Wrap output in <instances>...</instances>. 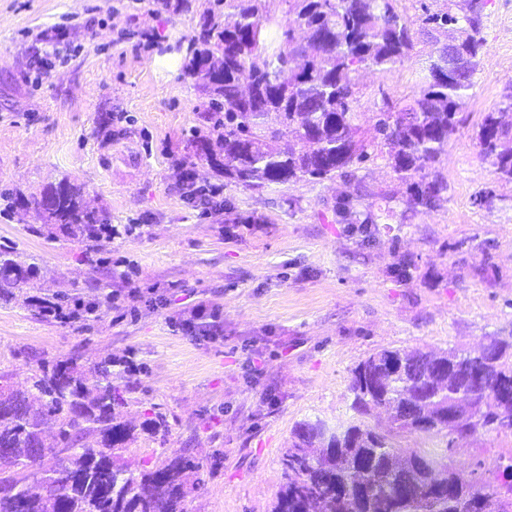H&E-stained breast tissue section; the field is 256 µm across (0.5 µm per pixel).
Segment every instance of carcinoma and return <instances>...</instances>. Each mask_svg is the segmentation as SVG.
Segmentation results:
<instances>
[{"label":"carcinoma","instance_id":"carcinoma-1","mask_svg":"<svg viewBox=\"0 0 512 512\" xmlns=\"http://www.w3.org/2000/svg\"><path fill=\"white\" fill-rule=\"evenodd\" d=\"M269 2L207 0L182 67L208 99L196 155L245 189L340 181L336 213L349 224L393 212H374L360 185L362 165L382 156L413 209L435 208L448 184L433 168L472 96L486 0L464 12L457 0H442L425 12L423 25L447 30L448 43L430 54L410 100L382 101L369 137L355 108L360 74L388 73L414 50L397 0H282L281 16ZM476 146L494 176L512 182L511 80L485 113ZM35 209L47 238L78 240L89 254L116 235L68 177ZM41 273L0 245V302L52 322L55 311L74 322L99 311L96 302L76 310L56 293L28 295ZM127 376L119 358L87 365L78 352L31 358L22 383L0 372V512H189L202 464L187 449L137 465L125 457L137 433L163 445L170 433L159 412L137 427L120 414L129 403ZM349 390L358 414L387 410L388 428L300 423L272 512H512V464L476 488L464 467L440 464L429 452L404 455L393 441L399 433L444 434L451 448L512 418V339L493 336L477 352L382 349L354 367ZM460 399L477 408L475 420H455Z\"/></svg>","mask_w":512,"mask_h":512}]
</instances>
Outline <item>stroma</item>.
Masks as SVG:
<instances>
[{
  "instance_id": "obj_1",
  "label": "stroma",
  "mask_w": 512,
  "mask_h": 512,
  "mask_svg": "<svg viewBox=\"0 0 512 512\" xmlns=\"http://www.w3.org/2000/svg\"><path fill=\"white\" fill-rule=\"evenodd\" d=\"M417 28L412 57L361 79L356 109L371 128L382 100L410 98L435 48L422 33L437 0H397ZM203 0L181 13L163 0H0V243L19 260L37 257L47 288L102 302L99 321L50 323L0 304V372L24 380L26 358L80 350L93 363L135 354L140 373L123 415L140 423L157 408L167 445L147 436L132 462L162 449H189L203 465L190 512H271L284 482L281 459L307 420L386 427L385 414L352 408V369L383 348L475 349L512 336V183L497 180L475 136L485 112L512 80V0H489L473 96L438 171L448 200L412 211L384 159L367 162L373 202L392 217L352 231L336 214L342 183L294 181L262 190L222 189L219 212L186 199L185 166L212 186L193 147L206 125V98L182 71ZM67 25L61 63L27 80L29 48L41 31ZM82 187L93 210L120 228L104 262L83 244L39 232L32 202L62 177ZM135 233H124L125 225ZM408 266L409 278L395 274ZM140 296L131 301L130 289ZM122 293L107 299V290ZM217 307L224 335L211 341L178 330L196 305ZM396 443L461 465L475 484L512 463V432L478 433L446 451V436L400 434Z\"/></svg>"
}]
</instances>
